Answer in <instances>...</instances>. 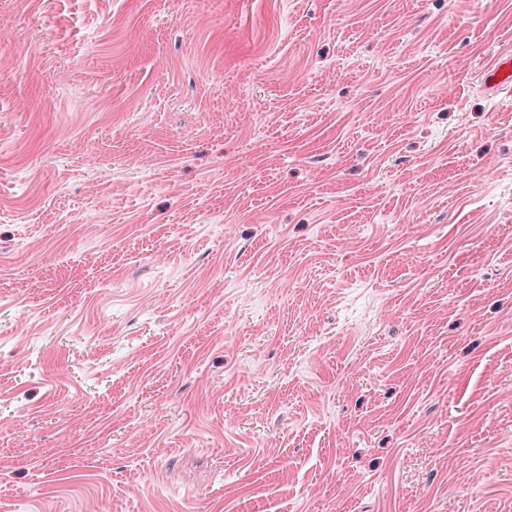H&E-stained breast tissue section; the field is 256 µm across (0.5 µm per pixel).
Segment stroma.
Here are the masks:
<instances>
[{
  "instance_id": "stroma-1",
  "label": "stroma",
  "mask_w": 512,
  "mask_h": 512,
  "mask_svg": "<svg viewBox=\"0 0 512 512\" xmlns=\"http://www.w3.org/2000/svg\"><path fill=\"white\" fill-rule=\"evenodd\" d=\"M512 0H0V512H512ZM481 85L495 94L512 90V51L498 52L481 70L479 75Z\"/></svg>"
}]
</instances>
